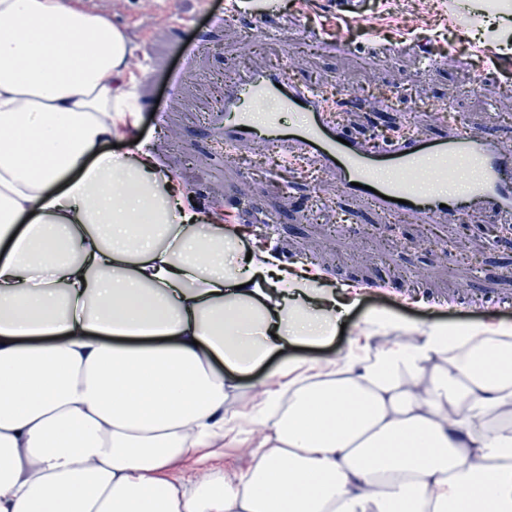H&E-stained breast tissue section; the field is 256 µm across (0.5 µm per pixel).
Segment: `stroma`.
<instances>
[{
	"label": "stroma",
	"mask_w": 512,
	"mask_h": 512,
	"mask_svg": "<svg viewBox=\"0 0 512 512\" xmlns=\"http://www.w3.org/2000/svg\"><path fill=\"white\" fill-rule=\"evenodd\" d=\"M329 2L282 0L278 12L243 9L226 23L225 0H99L95 14L125 35L140 101L118 128L117 152L142 135L200 214L241 230L244 250L262 245L250 226L270 224L263 246L279 263L297 267L308 256L310 274L350 302L327 355L372 345L377 310L423 327H512V240L501 238L493 212L475 223L384 213L348 196L330 173L304 167L291 178L249 143L237 146L236 165L225 163L224 120L212 110L221 75L271 66L364 99L338 122L366 143L408 126L445 136L461 118L512 146V0L480 8L472 25L457 16L462 0H374L361 17Z\"/></svg>",
	"instance_id": "obj_1"
}]
</instances>
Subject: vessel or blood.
Returning a JSON list of instances; mask_svg holds the SVG:
<instances>
[{
	"label": "vessel or blood",
	"instance_id": "b4317fda",
	"mask_svg": "<svg viewBox=\"0 0 512 512\" xmlns=\"http://www.w3.org/2000/svg\"><path fill=\"white\" fill-rule=\"evenodd\" d=\"M269 98L304 113L305 124L287 128L271 119L256 125V104ZM216 109L224 114L225 144H282L294 157L333 173L350 195L385 212L429 220L444 214L474 216L489 209L512 218V152L502 148L492 131L463 126L439 139L407 134L388 148L354 140L344 144L339 140L334 102L298 83L280 66L246 73L226 85ZM461 165L476 171L475 180L461 194L424 193L411 179L426 168Z\"/></svg>",
	"mask_w": 512,
	"mask_h": 512
}]
</instances>
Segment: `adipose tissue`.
I'll list each match as a JSON object with an SVG mask.
<instances>
[{
  "label": "adipose tissue",
  "mask_w": 512,
  "mask_h": 512,
  "mask_svg": "<svg viewBox=\"0 0 512 512\" xmlns=\"http://www.w3.org/2000/svg\"><path fill=\"white\" fill-rule=\"evenodd\" d=\"M130 55L62 0H0V512H512V328L388 317L377 352L285 357L345 303L241 261L143 143L106 151Z\"/></svg>",
  "instance_id": "1"
}]
</instances>
